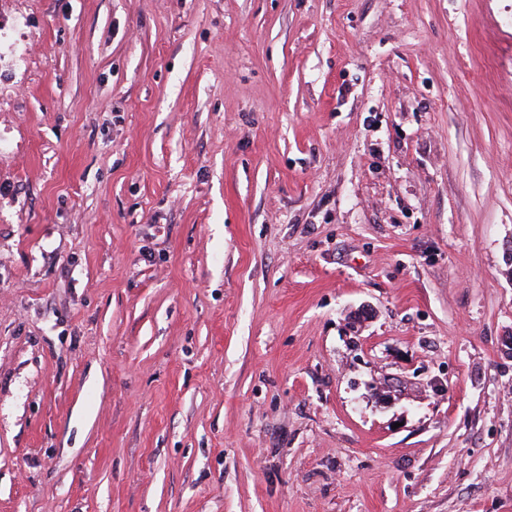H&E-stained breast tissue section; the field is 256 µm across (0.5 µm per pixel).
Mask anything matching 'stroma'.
<instances>
[{"label": "stroma", "mask_w": 512, "mask_h": 512, "mask_svg": "<svg viewBox=\"0 0 512 512\" xmlns=\"http://www.w3.org/2000/svg\"><path fill=\"white\" fill-rule=\"evenodd\" d=\"M0 512H512V0H0Z\"/></svg>", "instance_id": "35a3bbf8"}]
</instances>
